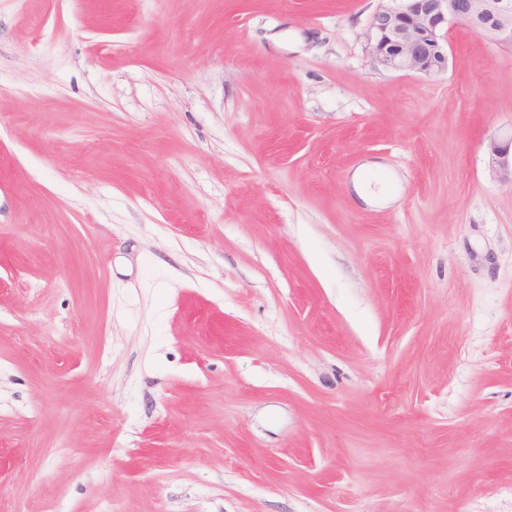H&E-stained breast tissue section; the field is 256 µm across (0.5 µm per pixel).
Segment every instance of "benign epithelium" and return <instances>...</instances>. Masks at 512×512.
Instances as JSON below:
<instances>
[{
  "label": "benign epithelium",
  "mask_w": 512,
  "mask_h": 512,
  "mask_svg": "<svg viewBox=\"0 0 512 512\" xmlns=\"http://www.w3.org/2000/svg\"><path fill=\"white\" fill-rule=\"evenodd\" d=\"M457 24L512 47V0H402L374 12L366 49L385 69L439 75L448 69V31ZM489 161L512 175V138L491 142Z\"/></svg>",
  "instance_id": "obj_1"
}]
</instances>
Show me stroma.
Listing matches in <instances>:
<instances>
[{
  "label": "stroma",
  "instance_id": "1",
  "mask_svg": "<svg viewBox=\"0 0 512 512\" xmlns=\"http://www.w3.org/2000/svg\"><path fill=\"white\" fill-rule=\"evenodd\" d=\"M393 4L0 0V512H512V49ZM372 15L366 49L375 64L427 76L448 69V31L460 24L512 47L511 0H399ZM489 161L495 170L508 172L512 180V137L507 141L491 142Z\"/></svg>",
  "mask_w": 512,
  "mask_h": 512
}]
</instances>
